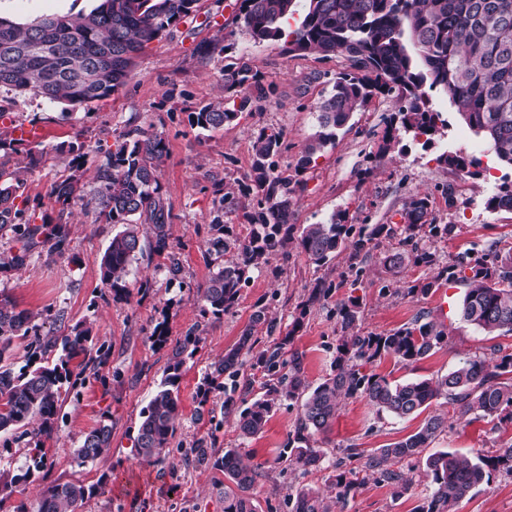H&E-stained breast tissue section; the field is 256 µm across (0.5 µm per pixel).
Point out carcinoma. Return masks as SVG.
Masks as SVG:
<instances>
[{"label":"carcinoma","mask_w":512,"mask_h":512,"mask_svg":"<svg viewBox=\"0 0 512 512\" xmlns=\"http://www.w3.org/2000/svg\"><path fill=\"white\" fill-rule=\"evenodd\" d=\"M198 0H100L87 13L37 16L17 23L0 17V88L29 91L53 102L71 105L105 98L125 84L136 56L167 30L188 17ZM299 14L295 28L288 18ZM236 20L251 41L283 42L297 55L340 53L349 70L333 78L329 93L318 106V128L302 151L296 173L306 171L316 155L336 145L338 133L381 94L398 104L404 133L432 137L448 127L442 113L431 108L429 92L447 97L450 107L471 131L483 136L497 159L512 166V0H240ZM276 86L264 84L247 64L224 67V103L204 106L190 116L191 124L212 130L235 121L253 98L267 99ZM116 149L95 167L97 186L87 196L80 187L88 154L73 159L70 174L51 184L48 197L59 205L58 222L32 224L24 219L17 200L24 182L0 163V235L18 245L17 252L0 263V271L19 266L29 254L65 251L62 220L78 206L94 211L101 224H121L112 236L101 267L104 283L114 290L126 287L132 263L144 250L165 262L176 276L181 266L170 251L167 226L172 213L159 181L158 170L166 157L163 134L153 127H136L120 135ZM281 146L278 132L259 130L253 136L252 160L240 196L216 191L214 216L209 224L210 250L220 258L232 249L236 261L219 262L198 288L203 313L220 317L238 302L249 269L272 254L288 259V247L297 243L314 264L323 266L345 250L356 259L379 242L402 234L405 244L420 233L448 235V225L430 217L429 198L417 194L403 204L401 225L377 224L370 232H353L346 213H333L316 224L292 223L294 197L301 181L278 171L275 161ZM438 161L461 172L479 161L458 153H444ZM250 200L240 205V198ZM487 209L512 211V182L503 183L488 197ZM243 211L248 233L240 237L224 216ZM150 224L153 239L143 248L139 225ZM446 279L464 288L461 319L487 336L512 334V258L488 261L462 260L441 269L433 281L407 289L426 295ZM361 305L355 298L336 308L339 336L331 373L316 386L307 382L301 358L288 354L287 335L274 346L253 353L252 330L258 324L273 326L267 308L257 307L238 345L214 364L210 384L223 378L224 411L236 413L243 439L259 434L278 400H302L301 414L288 436L289 466L301 474L320 467L326 452L318 440H328L344 398L363 399L377 414L394 418L418 416L444 400L457 420L469 425L475 417L493 422L492 430L512 425V353L491 349L490 356L458 363L447 374L431 379L391 381L368 369L382 358L409 366L433 355L448 343L444 325L427 314L390 333L363 332L357 328ZM33 316L0 293V433L16 431L37 417L34 448L16 473L0 485V504L14 489L27 484L34 472L46 466L42 437L50 435L60 409L61 389L80 380L93 358L91 329L81 325L59 340L44 339ZM27 341L29 364L19 371L1 364L14 339ZM192 339L175 351V358L141 412L135 447L146 460L168 450L180 415L179 382L183 355ZM54 361L48 355L55 349ZM249 359H244V356ZM261 370L263 393L245 407L233 393L245 364ZM448 428L447 417L431 414L419 430L405 439L366 454L349 445L332 462L325 488L300 485L289 494L291 512H333L351 492L372 477L389 487L399 499L412 487L399 463L424 461L430 478L429 492L419 512H457L460 503L497 473L512 479V442L491 454L436 451L422 453ZM112 429L99 424L83 436L74 455L79 464L97 460L110 447ZM197 460L224 476V512H259L252 490L260 477L258 467L242 459L237 449L212 456L196 448ZM89 490L79 483L53 484L43 489L37 512H83Z\"/></svg>","instance_id":"cac0c4a2"}]
</instances>
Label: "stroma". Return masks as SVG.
Instances as JSON below:
<instances>
[{"mask_svg": "<svg viewBox=\"0 0 512 512\" xmlns=\"http://www.w3.org/2000/svg\"><path fill=\"white\" fill-rule=\"evenodd\" d=\"M235 4L236 0H199L193 17L152 42L136 59L126 83L107 99L71 106L30 92L0 89V113L14 123L43 130L42 140L34 144L43 153L41 167L25 176V217L34 224L57 215L48 190L54 180L68 175L72 146L84 145L91 160L99 162L114 149L118 136L132 127L151 125L162 131L167 155L159 179L172 209L170 242L182 267L174 278L159 258H139L127 278V292L114 295L102 279L101 259L117 228L78 212L64 227L63 254L35 251L20 268L0 271V290L33 315L41 335L65 336L75 325L85 324L92 328L93 349L104 355L86 371L82 383L62 388L59 418L44 440L47 465L33 474L22 492L1 502L0 512H14L22 501L36 512L45 487L67 482L90 489L84 512H224L217 471L198 463L191 453L199 441L218 454L238 448L249 455L261 471L254 487L261 512H289L291 488L324 485L332 472L325 465L302 475L288 466L284 448L300 416L299 401H278L263 432L244 441L232 416L224 412L223 390L207 386L212 364L237 343L255 305H265L273 321L272 326L255 329L256 349L291 336L289 349L301 356L305 376L315 384L328 375L336 355L337 302L360 297V329L388 333L438 304L433 292L406 295L409 286L431 281L438 268L455 265L468 253L490 260L512 256V211L485 207L512 170L501 164L482 136L454 118L446 97L436 93L432 107L442 112L448 126L433 144L426 148L404 135L397 149L380 153L386 120L396 108L391 98L378 95L354 114L335 147L319 153L304 173L294 221L314 224L343 210L358 227L394 224L404 202L424 194L437 223L450 227L448 236H426L420 242L421 248L435 253L436 265L416 263L410 248L395 239L383 241L356 265L343 253L318 266L295 249L289 260L274 255L253 268L237 305L221 318L202 314L197 289L213 268L204 231L213 217L216 185L245 180L252 134L261 128L281 132L278 169L294 173L318 126L317 105L330 79L346 66L340 54H289L280 42L256 44L242 34H235L233 48L224 54L203 56L204 46L233 31ZM95 5L96 0H0V16L24 22L43 14L87 12ZM240 60L274 83L275 95L253 102L250 110L222 128L203 131L191 126V112L223 101L224 67ZM446 151L479 159L478 175L439 163V155ZM396 252L403 254L404 263L393 269L383 257ZM320 282L332 285L331 295L311 309L300 328H293L301 305ZM462 295L460 285L449 284L446 346L410 367L390 358L378 360L374 371L392 379L434 378L463 359L488 353L492 345L512 352L511 334L487 336L461 320ZM158 326L166 332V343H158L153 335ZM182 342L190 354L182 367L181 415L170 453L155 463L140 461L134 439L141 411L170 365L173 348ZM102 421L112 428L110 447L95 462L78 465L73 449ZM422 423L419 417L380 418L366 401L350 399L338 412L325 450L332 457L337 448L351 444L367 451L380 448L415 433ZM510 438L512 426L496 433L481 419L465 427L451 424L430 449L491 451L499 440ZM412 476L410 491L399 499L392 498L388 488L367 481L351 493L342 512H418L428 481L419 469ZM459 512H512V479L497 477L482 485L460 503Z\"/></svg>", "mask_w": 512, "mask_h": 512, "instance_id": "obj_1", "label": "stroma"}]
</instances>
